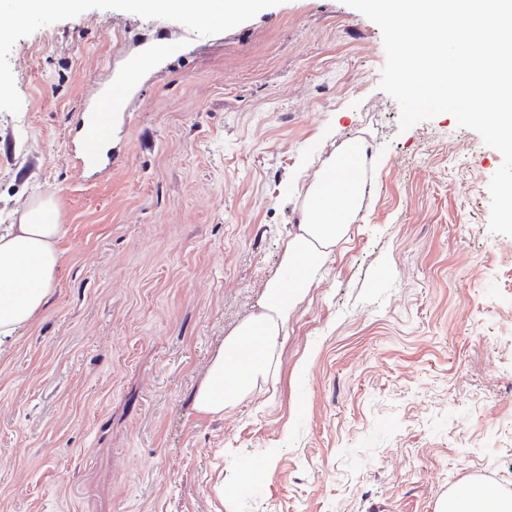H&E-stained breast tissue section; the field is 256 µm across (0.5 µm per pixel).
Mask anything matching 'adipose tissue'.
I'll return each instance as SVG.
<instances>
[{
	"instance_id": "adipose-tissue-1",
	"label": "adipose tissue",
	"mask_w": 512,
	"mask_h": 512,
	"mask_svg": "<svg viewBox=\"0 0 512 512\" xmlns=\"http://www.w3.org/2000/svg\"><path fill=\"white\" fill-rule=\"evenodd\" d=\"M260 0H133L136 10L189 12L205 24L216 16L235 18L239 10H256ZM358 160L340 151L315 180L316 205L289 237L283 264L285 278L269 282L259 311L225 336L196 390V409L223 415L275 380L277 349L290 313L304 297L332 248L349 232L364 196L357 177ZM52 198L29 205L18 223L0 226V345L12 341L46 307L58 279L62 227L50 221ZM443 512H512V498L488 486H473L454 495Z\"/></svg>"
}]
</instances>
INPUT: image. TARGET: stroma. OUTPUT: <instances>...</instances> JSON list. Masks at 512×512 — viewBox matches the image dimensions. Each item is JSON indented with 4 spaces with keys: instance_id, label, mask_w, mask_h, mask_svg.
<instances>
[{
    "instance_id": "stroma-1",
    "label": "stroma",
    "mask_w": 512,
    "mask_h": 512,
    "mask_svg": "<svg viewBox=\"0 0 512 512\" xmlns=\"http://www.w3.org/2000/svg\"><path fill=\"white\" fill-rule=\"evenodd\" d=\"M167 38L76 176L78 115ZM379 26L343 0H265L217 27L129 0L0 20V225L55 190L62 270L0 353V512H439L512 497V236L501 154L442 114L409 129ZM371 180L288 318L275 392L223 416L195 389L283 274L317 171ZM262 478L245 493L243 464ZM511 512L512 498L498 494L488 486H473L453 495L442 505L441 512Z\"/></svg>"
}]
</instances>
